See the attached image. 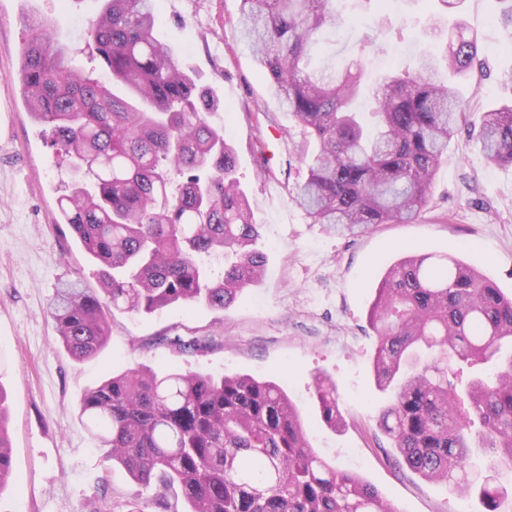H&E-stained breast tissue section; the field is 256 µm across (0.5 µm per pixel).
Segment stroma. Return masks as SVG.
<instances>
[{
	"instance_id": "1",
	"label": "stroma",
	"mask_w": 512,
	"mask_h": 512,
	"mask_svg": "<svg viewBox=\"0 0 512 512\" xmlns=\"http://www.w3.org/2000/svg\"><path fill=\"white\" fill-rule=\"evenodd\" d=\"M100 0H0V387L9 395L11 475L0 512H122L142 495L120 466L106 461L76 406L109 375L139 363L205 374H248L276 381L302 409L315 446L365 478L398 512H480L476 496L411 472L378 426L386 401L374 382L377 338L368 309L384 270L411 254L463 258L512 296V166L490 162L476 138L482 112L512 101V27L501 16L512 0H462L458 13L479 40L478 58L454 86L469 101L470 123L448 144L429 204L408 224H378L340 235L310 223L293 199L306 173L304 137L268 89L236 21L240 0H159L156 36L168 43L198 85L213 89V117L233 141L238 177L260 226L267 254L259 287L224 310L176 303L151 314L114 312L106 347L78 361L54 340L47 306L67 281L99 288L98 267L69 227L56 223V199L70 181L69 161L50 145L49 128L30 117L19 91L17 49L26 19L48 17L61 37L82 47L83 22ZM341 23L314 54L315 63H348L379 14L404 38L368 55L365 80L392 65L410 67L426 40L431 0H393L389 10L363 0H336ZM280 137H272V129ZM209 333L219 346L177 355L159 336ZM337 386L344 428L322 420L313 380Z\"/></svg>"
}]
</instances>
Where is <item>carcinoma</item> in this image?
<instances>
[{
	"label": "carcinoma",
	"instance_id": "carcinoma-1",
	"mask_svg": "<svg viewBox=\"0 0 512 512\" xmlns=\"http://www.w3.org/2000/svg\"><path fill=\"white\" fill-rule=\"evenodd\" d=\"M335 0H241L238 25L270 89L318 143L294 201L312 224L339 233L405 222L427 207L448 142L467 111L440 79L467 73L476 39L444 19L436 0L413 71H391L371 91L374 110L353 112L362 91L366 35L351 64L312 70L316 36L336 28ZM155 0H103L85 50L107 80L85 76L72 46L45 16L28 20L19 82L32 118L50 127L72 171L58 217L101 267V288L65 283L48 316L56 340L83 361L108 342L115 310L153 313L175 303L227 309L264 271L237 154L215 126L218 100L154 36ZM478 138L487 158L512 165V105L489 108ZM224 258L214 278L205 259ZM374 372L391 391L379 417L403 463L452 492L476 493L482 512H512V488L476 483L484 467L512 472V297L445 257L405 256L381 277L369 307ZM219 336H161L179 353L206 351ZM325 423H345L329 377L315 378ZM80 418L98 428L99 450L161 505L177 490L186 512H396L369 482L322 456L300 412L275 382L157 372L134 364L88 390ZM7 395L0 389V489L10 477Z\"/></svg>",
	"mask_w": 512,
	"mask_h": 512
}]
</instances>
